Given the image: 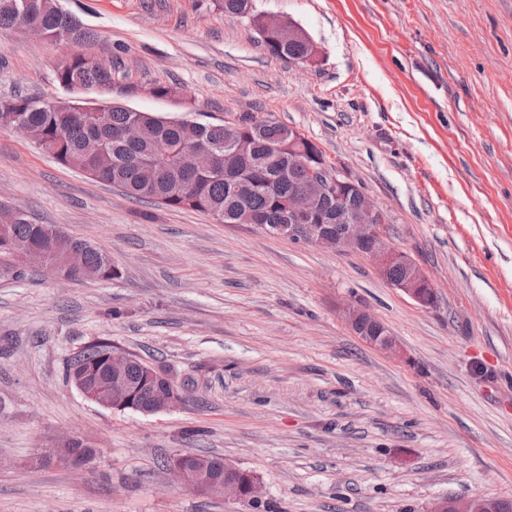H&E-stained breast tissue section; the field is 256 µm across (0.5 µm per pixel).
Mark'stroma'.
I'll return each mask as SVG.
<instances>
[{"instance_id":"obj_1","label":"stroma","mask_w":512,"mask_h":512,"mask_svg":"<svg viewBox=\"0 0 512 512\" xmlns=\"http://www.w3.org/2000/svg\"><path fill=\"white\" fill-rule=\"evenodd\" d=\"M312 39L272 56L217 0H62L78 47L0 27V99L68 93L58 64L111 60L112 100L176 120L265 118L316 144L432 280L417 305L367 255L131 201L0 128V204L85 236L119 278H0V512H429L512 499V0H255ZM182 87L184 101L145 95ZM367 306L406 352L342 316ZM107 342L182 400L144 416L87 399L72 357ZM96 454L51 462L63 441ZM176 453L257 475L256 503L171 482ZM501 498L471 497L444 499L434 504L431 512H506Z\"/></svg>"}]
</instances>
